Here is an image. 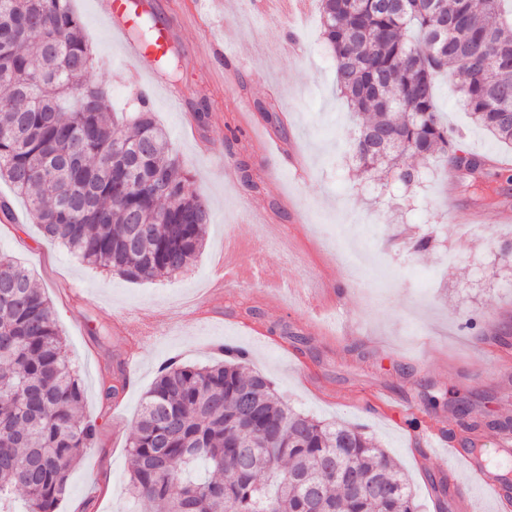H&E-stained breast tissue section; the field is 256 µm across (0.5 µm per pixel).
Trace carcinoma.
<instances>
[{"label": "carcinoma", "instance_id": "cac0c4a2", "mask_svg": "<svg viewBox=\"0 0 512 512\" xmlns=\"http://www.w3.org/2000/svg\"><path fill=\"white\" fill-rule=\"evenodd\" d=\"M336 86L366 116L351 149L364 172L397 183L415 157L474 177L484 159L452 143L437 78L458 80L472 122L512 145V0H318ZM159 16L132 34L148 43ZM0 180L45 235L80 261L136 281L196 260L209 220L144 98L112 113V86L88 79L96 55L72 0H0ZM210 366L162 365L129 443L140 512H418L395 460L364 429L291 409L246 352ZM53 305L0 253V507L57 512L96 435L80 415Z\"/></svg>", "mask_w": 512, "mask_h": 512}]
</instances>
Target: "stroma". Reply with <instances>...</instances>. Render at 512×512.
<instances>
[{
  "label": "stroma",
  "instance_id": "obj_1",
  "mask_svg": "<svg viewBox=\"0 0 512 512\" xmlns=\"http://www.w3.org/2000/svg\"><path fill=\"white\" fill-rule=\"evenodd\" d=\"M172 31L182 60L179 83L192 90L177 107L157 90L148 107L207 198L211 215L201 256L171 278L130 281L82 264L31 223L1 224L0 252L31 272L51 300L79 372L82 415L95 440L69 474L59 512H132L127 445L141 400L168 359L206 365L223 346L246 349L251 370L267 376L278 398L324 422L361 425L398 463L419 512H450L467 498L475 512H504L466 473L446 488L443 458L410 416L456 432L455 410L473 419L512 418V376L497 363L512 360V149L472 123L452 79H440L436 105L463 147L488 161L469 183L438 159H415L423 181L413 187L388 175L362 173L349 143L359 120L336 88V62L320 36L315 0L303 19L284 0H152ZM86 38L112 82L113 107L137 108L142 74L95 10L74 0ZM223 45L225 59L194 57ZM233 63L236 80L225 79ZM206 99L208 119L194 109ZM259 128L261 137L238 134ZM292 146L300 166L285 167L266 141ZM247 162L252 182L224 177L225 164ZM460 212L475 211L483 231L465 236L448 217V188ZM435 225L434 251L413 254L412 237ZM232 238L244 272L270 265L288 282L278 293L262 281L216 301L212 275ZM151 316L150 335L122 336L121 318ZM478 322L477 333L464 324ZM125 375L126 388L106 399L103 385Z\"/></svg>",
  "mask_w": 512,
  "mask_h": 512
}]
</instances>
